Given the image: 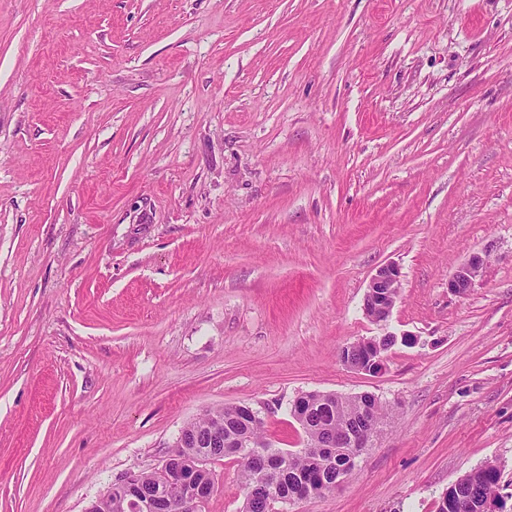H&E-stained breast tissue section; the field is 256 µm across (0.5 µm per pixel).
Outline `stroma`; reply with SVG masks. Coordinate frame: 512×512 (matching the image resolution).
Returning a JSON list of instances; mask_svg holds the SVG:
<instances>
[{"label": "stroma", "instance_id": "1", "mask_svg": "<svg viewBox=\"0 0 512 512\" xmlns=\"http://www.w3.org/2000/svg\"><path fill=\"white\" fill-rule=\"evenodd\" d=\"M388 333L382 373L341 362ZM309 391L388 415L274 512L512 486V0H0V512H83L209 409L298 450ZM484 260L479 255L470 257L461 264L448 280V289L455 293H461L469 288L473 280L479 275ZM401 286L398 266L387 264L380 267L370 278L364 296L363 310L377 324H385L395 306ZM456 482L458 490L469 496L457 498L452 503L451 496L455 492H447L446 498H441L438 512H452L453 508L459 512H485L490 508L487 504H476L470 497L486 500L487 498H500L499 470L492 464H484L459 478ZM453 506V508H452Z\"/></svg>", "mask_w": 512, "mask_h": 512}]
</instances>
